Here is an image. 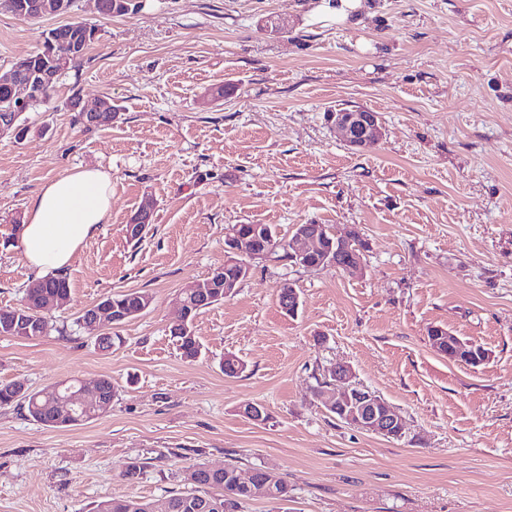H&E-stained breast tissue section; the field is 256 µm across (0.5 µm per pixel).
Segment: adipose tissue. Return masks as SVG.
I'll return each mask as SVG.
<instances>
[{
  "mask_svg": "<svg viewBox=\"0 0 512 512\" xmlns=\"http://www.w3.org/2000/svg\"><path fill=\"white\" fill-rule=\"evenodd\" d=\"M112 211V175L76 168L46 181L32 198L21 240L28 263L47 274L68 266Z\"/></svg>",
  "mask_w": 512,
  "mask_h": 512,
  "instance_id": "ef3b65f1",
  "label": "adipose tissue"
}]
</instances>
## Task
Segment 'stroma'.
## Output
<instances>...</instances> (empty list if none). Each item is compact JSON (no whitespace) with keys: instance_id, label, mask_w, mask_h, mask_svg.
I'll use <instances>...</instances> for the list:
<instances>
[{"instance_id":"stroma-1","label":"stroma","mask_w":512,"mask_h":512,"mask_svg":"<svg viewBox=\"0 0 512 512\" xmlns=\"http://www.w3.org/2000/svg\"><path fill=\"white\" fill-rule=\"evenodd\" d=\"M314 2L145 0L103 15L76 0L95 41L21 116L26 137L0 138V308L37 277L12 220L48 179L110 170L112 213L64 269L71 294L48 310L49 335L0 336V384L108 377L116 394L69 427L0 408V512H91L104 497L161 512L196 463L286 477L287 502L243 512H512V0H368L348 27L310 22ZM69 18L1 12L0 73ZM74 95L120 114L108 128L74 123ZM355 108L378 113L375 146L336 137L329 113ZM146 200L152 222L129 240ZM234 224L357 230L364 270L255 261L196 316L203 354L190 362L168 331L175 298L223 267ZM287 283L302 301L293 317L278 302ZM123 291L153 303L101 351L77 318ZM433 326L489 360L438 354ZM228 354L242 374L224 375ZM339 363L400 411L401 438L321 407L318 381ZM249 401L267 421L241 413Z\"/></svg>"}]
</instances>
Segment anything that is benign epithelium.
<instances>
[{"mask_svg":"<svg viewBox=\"0 0 512 512\" xmlns=\"http://www.w3.org/2000/svg\"><path fill=\"white\" fill-rule=\"evenodd\" d=\"M71 0H0V10L6 11L21 19H40L48 16L68 15L71 13ZM70 33L64 44L63 54L60 57L44 59L39 63L27 65H13L0 74V135L11 134L16 137L27 134L28 129L23 125H16L22 114L39 103L48 99L49 93L55 88L62 71L69 60L83 55L88 43V27L79 19L71 21L68 25ZM74 112L83 113L90 126H100L105 117L112 113V100L101 99L92 107L81 104L80 98L74 97L69 102ZM332 128L336 131L346 145L353 148H364L375 143L381 135V122L379 115L366 110H347L330 113ZM152 213L149 205L141 206L131 216L129 224L125 225V234L129 238H139L143 235L148 224L151 223ZM323 238L322 227L319 224H297L293 235L286 241L288 257L302 264L310 258H316L313 267H334L339 271L351 273L363 268V258L357 256L348 260L344 265L337 264L338 256L348 249L351 241L348 235L336 236V244L326 247L320 246ZM227 257L224 266L236 269L237 279L224 281V296L232 295L237 282L246 279L252 269V263L257 259L270 257L275 247L258 248L248 237L238 234L237 228H230L225 239ZM199 282L186 286L181 295L177 296L179 316L171 323L174 330L186 336L194 335L191 326L187 325L184 307L186 301L182 295L194 293L199 303L207 301V295L199 294ZM132 313L102 304L87 313L81 322L90 327L109 330L129 320ZM453 350L472 362L483 364L489 359V352L477 348L474 344L456 339ZM330 377L336 382L333 390L321 389L317 400L325 410H340L343 417L352 425L364 432L383 436L396 437L401 434L403 417L400 412L380 396L362 388L353 381L351 368L338 364L330 370ZM97 383L80 382L65 390L66 400L70 404H77L75 397L86 399L96 392ZM267 481H259L255 473L249 471L237 478V483L252 488L256 497L262 498L274 494L270 480L276 477V471L266 470Z\"/></svg>","mask_w":512,"mask_h":512,"instance_id":"7a95c632","label":"benign epithelium"}]
</instances>
